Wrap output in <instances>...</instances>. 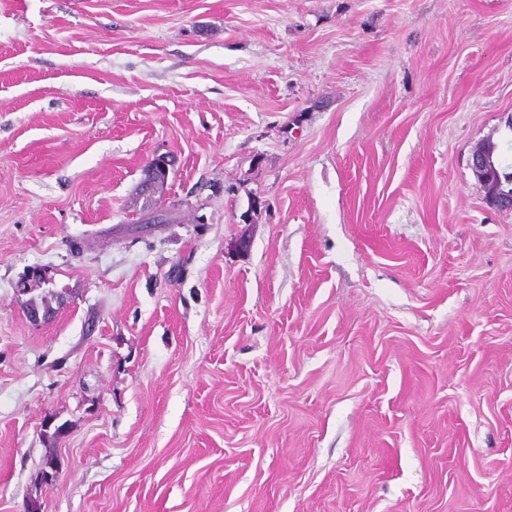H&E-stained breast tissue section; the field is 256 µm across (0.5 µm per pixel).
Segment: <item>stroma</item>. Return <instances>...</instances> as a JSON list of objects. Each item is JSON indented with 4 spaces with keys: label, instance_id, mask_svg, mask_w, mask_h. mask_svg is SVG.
<instances>
[{
    "label": "stroma",
    "instance_id": "1",
    "mask_svg": "<svg viewBox=\"0 0 512 512\" xmlns=\"http://www.w3.org/2000/svg\"><path fill=\"white\" fill-rule=\"evenodd\" d=\"M488 138L512 0H0V512H512ZM147 167V173L144 174L138 186V193L140 196L150 194V197H154L155 194H153L152 191L155 185L160 182L166 185L170 175L174 173L173 163L170 159V155L163 153L155 155L142 171L145 172Z\"/></svg>",
    "mask_w": 512,
    "mask_h": 512
}]
</instances>
